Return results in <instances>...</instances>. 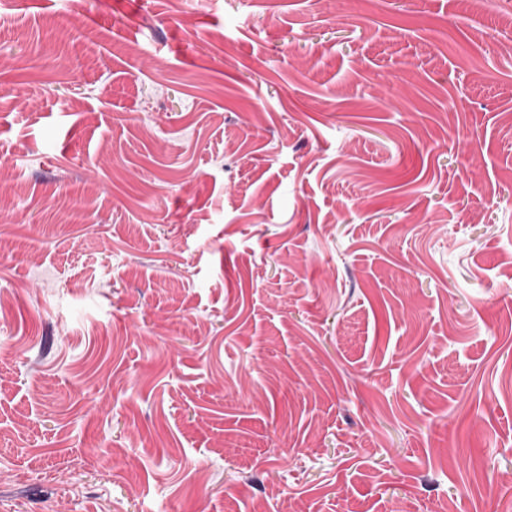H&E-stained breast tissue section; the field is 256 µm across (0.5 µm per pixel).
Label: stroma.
<instances>
[{
	"label": "stroma",
	"instance_id": "stroma-1",
	"mask_svg": "<svg viewBox=\"0 0 512 512\" xmlns=\"http://www.w3.org/2000/svg\"><path fill=\"white\" fill-rule=\"evenodd\" d=\"M512 0H0V512H512Z\"/></svg>",
	"mask_w": 512,
	"mask_h": 512
}]
</instances>
